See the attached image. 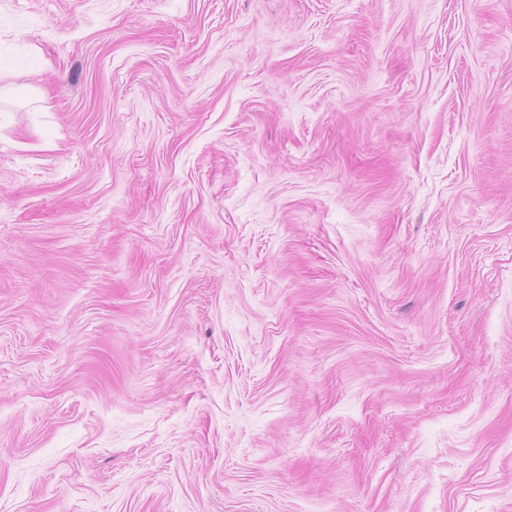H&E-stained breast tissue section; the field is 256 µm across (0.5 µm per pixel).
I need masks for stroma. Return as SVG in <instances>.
I'll return each instance as SVG.
<instances>
[{"label":"stroma","instance_id":"1","mask_svg":"<svg viewBox=\"0 0 512 512\" xmlns=\"http://www.w3.org/2000/svg\"><path fill=\"white\" fill-rule=\"evenodd\" d=\"M0 512H512V0H0Z\"/></svg>","mask_w":512,"mask_h":512}]
</instances>
